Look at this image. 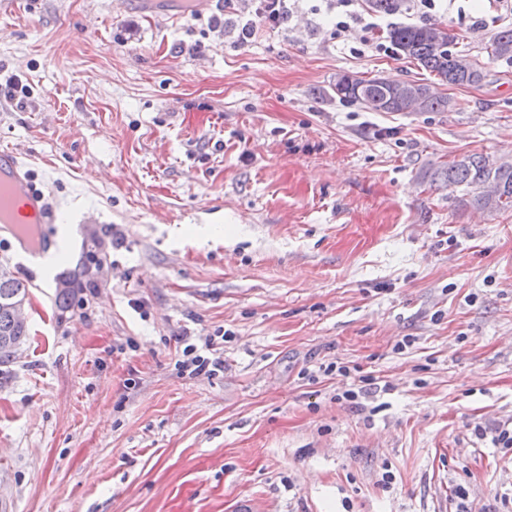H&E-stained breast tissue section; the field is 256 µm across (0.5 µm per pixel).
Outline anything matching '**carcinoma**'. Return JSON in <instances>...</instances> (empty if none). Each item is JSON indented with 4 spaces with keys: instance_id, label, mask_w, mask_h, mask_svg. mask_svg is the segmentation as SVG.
Listing matches in <instances>:
<instances>
[{
    "instance_id": "1",
    "label": "carcinoma",
    "mask_w": 512,
    "mask_h": 512,
    "mask_svg": "<svg viewBox=\"0 0 512 512\" xmlns=\"http://www.w3.org/2000/svg\"><path fill=\"white\" fill-rule=\"evenodd\" d=\"M397 52L420 69L433 74L437 82L411 81L419 93L420 112H444L455 107L437 86L478 87L485 79L483 68L466 55L450 49L453 37L439 24L398 25L388 32ZM491 55L512 61V26L497 30L492 38ZM331 90L336 99L361 105L370 112H406L408 105L391 99L390 86L379 78L362 79L347 73L336 75ZM434 180L448 186L473 191L471 204L489 213L512 210V162L494 160L473 153L438 168ZM27 297L26 286L4 268L0 269V365H7L9 348L27 338V326L14 319L11 305Z\"/></svg>"
}]
</instances>
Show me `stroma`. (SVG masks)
<instances>
[{
	"instance_id": "35a3bbf8",
	"label": "stroma",
	"mask_w": 512,
	"mask_h": 512,
	"mask_svg": "<svg viewBox=\"0 0 512 512\" xmlns=\"http://www.w3.org/2000/svg\"><path fill=\"white\" fill-rule=\"evenodd\" d=\"M251 9L0 6V147L68 207L48 281L0 242L29 331L0 368V512H456L459 485L512 512V211L430 178L512 160L506 16H410L487 77L403 114L328 91L427 72L355 54L320 0L240 42ZM208 337L223 372L182 373ZM490 48L494 58L512 61V26H504L497 30L493 35Z\"/></svg>"
}]
</instances>
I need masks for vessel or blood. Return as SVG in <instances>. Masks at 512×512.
<instances>
[{
	"mask_svg": "<svg viewBox=\"0 0 512 512\" xmlns=\"http://www.w3.org/2000/svg\"><path fill=\"white\" fill-rule=\"evenodd\" d=\"M213 0H143L146 13L177 18L203 13ZM45 184L35 182L26 163L9 148L0 149V235L14 240L19 255L32 267H41L47 254L59 253L54 238L32 239L28 224H60L64 218Z\"/></svg>",
	"mask_w": 512,
	"mask_h": 512,
	"instance_id": "vessel-or-blood-1",
	"label": "vessel or blood"
}]
</instances>
